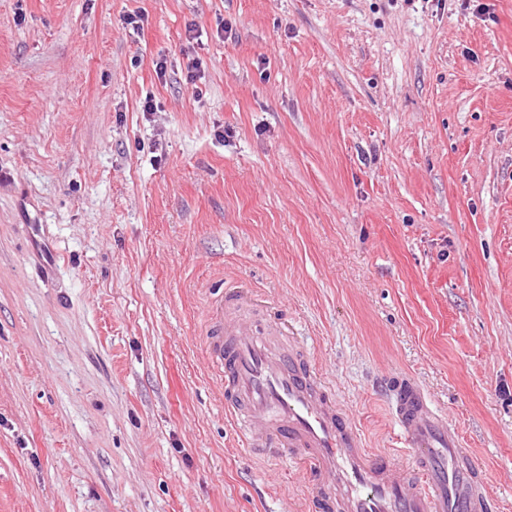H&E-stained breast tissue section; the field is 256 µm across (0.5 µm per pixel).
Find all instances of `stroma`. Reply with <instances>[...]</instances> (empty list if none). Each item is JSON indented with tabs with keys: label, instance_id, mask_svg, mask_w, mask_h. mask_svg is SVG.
Wrapping results in <instances>:
<instances>
[{
	"label": "stroma",
	"instance_id": "stroma-1",
	"mask_svg": "<svg viewBox=\"0 0 512 512\" xmlns=\"http://www.w3.org/2000/svg\"><path fill=\"white\" fill-rule=\"evenodd\" d=\"M230 285L512 512V0H0V512H308L208 370Z\"/></svg>",
	"mask_w": 512,
	"mask_h": 512
}]
</instances>
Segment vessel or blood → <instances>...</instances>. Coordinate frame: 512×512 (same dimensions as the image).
<instances>
[{
  "instance_id": "1",
  "label": "vessel or blood",
  "mask_w": 512,
  "mask_h": 512,
  "mask_svg": "<svg viewBox=\"0 0 512 512\" xmlns=\"http://www.w3.org/2000/svg\"><path fill=\"white\" fill-rule=\"evenodd\" d=\"M217 298L205 348L224 387V412L249 447L270 460L299 458L316 482L315 512H491L487 468L411 378L387 381L390 410L412 462L364 448L346 411L298 348Z\"/></svg>"
}]
</instances>
